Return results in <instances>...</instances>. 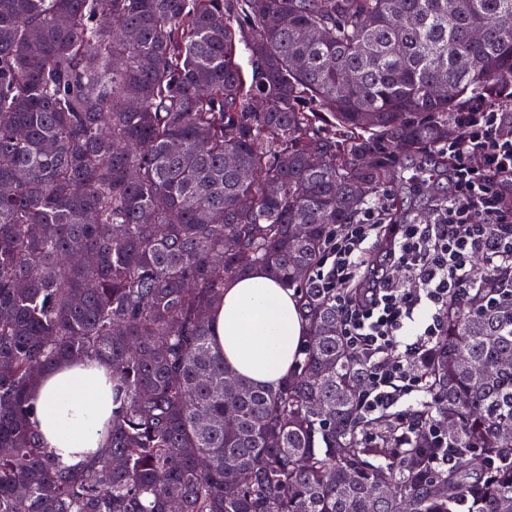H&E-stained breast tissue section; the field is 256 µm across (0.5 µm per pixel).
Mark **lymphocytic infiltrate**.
<instances>
[{
	"instance_id": "1",
	"label": "lymphocytic infiltrate",
	"mask_w": 512,
	"mask_h": 512,
	"mask_svg": "<svg viewBox=\"0 0 512 512\" xmlns=\"http://www.w3.org/2000/svg\"><path fill=\"white\" fill-rule=\"evenodd\" d=\"M451 120L458 135L440 151L452 190L432 218L384 230L387 204L377 198L356 223L337 227L310 279L311 287L336 291L344 335L364 361L362 408L369 415L385 413L421 385L419 358L442 335L449 299L512 266V196L503 193L512 187V120L482 96ZM381 241L385 262L369 267ZM422 312L428 322L416 342L401 345Z\"/></svg>"
}]
</instances>
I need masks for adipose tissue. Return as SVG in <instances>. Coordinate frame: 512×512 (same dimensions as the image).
<instances>
[{"mask_svg": "<svg viewBox=\"0 0 512 512\" xmlns=\"http://www.w3.org/2000/svg\"><path fill=\"white\" fill-rule=\"evenodd\" d=\"M309 323L293 289L265 271L228 280L212 316V342L240 376L270 387L292 370ZM31 399L44 448L76 467L106 448L115 408L112 368L104 361H63L43 373Z\"/></svg>", "mask_w": 512, "mask_h": 512, "instance_id": "obj_1", "label": "adipose tissue"}]
</instances>
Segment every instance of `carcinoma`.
I'll return each mask as SVG.
<instances>
[{
    "instance_id": "carcinoma-1",
    "label": "carcinoma",
    "mask_w": 512,
    "mask_h": 512,
    "mask_svg": "<svg viewBox=\"0 0 512 512\" xmlns=\"http://www.w3.org/2000/svg\"><path fill=\"white\" fill-rule=\"evenodd\" d=\"M510 87L512 0H0V512H512V300H489L512 271L448 301L413 433L361 414L336 294L309 287L397 158ZM255 268L309 321L274 389L211 341L225 280ZM66 359L108 362L120 401L81 468L31 422Z\"/></svg>"
}]
</instances>
